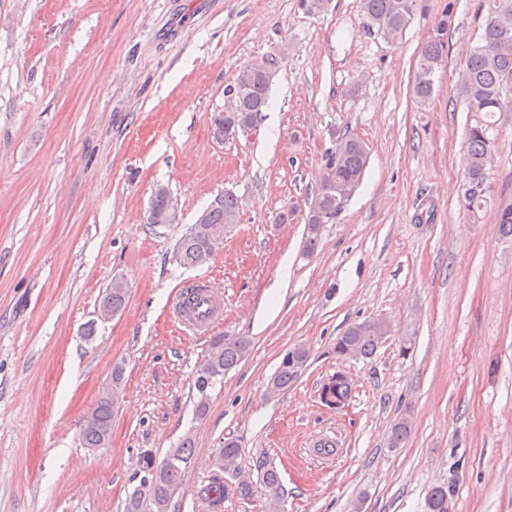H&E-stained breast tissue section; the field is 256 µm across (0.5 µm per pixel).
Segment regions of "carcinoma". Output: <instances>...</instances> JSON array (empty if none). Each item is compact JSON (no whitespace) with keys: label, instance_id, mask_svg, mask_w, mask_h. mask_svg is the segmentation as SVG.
<instances>
[{"label":"carcinoma","instance_id":"1","mask_svg":"<svg viewBox=\"0 0 512 512\" xmlns=\"http://www.w3.org/2000/svg\"><path fill=\"white\" fill-rule=\"evenodd\" d=\"M418 0H359L364 25L368 31L394 43L402 38L417 11ZM486 15L482 33L463 67V96L467 111L473 113L474 122L466 128V192L467 206L479 208L489 190L488 169L493 156L488 131L491 119L497 112L512 110V0H485ZM448 20L437 27L436 35L423 47L415 73L413 92L421 103L428 102L434 91L433 75L444 63L445 35ZM271 71L267 63H254L242 69L235 84L228 90L230 106L216 112L211 118L214 138L223 142L231 137L230 129L242 133L250 131L257 116L268 106ZM369 152L358 138L343 136L328 157L324 172L307 216V250L317 245L321 226L334 220L345 202L362 181L368 165ZM171 200L169 190L159 185L154 189L150 220L153 224L165 223ZM240 215L238 199L230 192L217 197L202 213L204 223L191 225L179 238L174 258L182 266L199 267L212 259L218 239V229L237 223ZM128 302L127 284L115 279L106 290L102 306L112 314L124 310ZM390 333V324L384 320L365 321L350 326L336 340V355L341 358L367 356L373 353ZM251 342L244 336H215L194 373L193 387L197 391L195 413L202 416L207 411L209 394L200 381L209 387L224 379V375L246 356ZM309 358L303 346L293 347L283 356L271 378V389L286 392L302 375ZM349 378L341 373L333 376L322 389V400L328 406L345 405L351 396ZM124 392V368L112 369L111 387L102 391L88 413L81 431L83 445L103 448L111 439L112 415ZM240 440L228 437L219 450L214 465L221 471L235 466L240 455ZM170 455L181 459L172 468L158 464L154 483L138 495H130L126 512H140L141 498L147 497L156 512H168L172 490L178 488L189 468L195 445L191 436H185L172 449ZM257 470L265 487L267 505L265 512H278L281 477L277 468L266 460L257 462ZM224 490L221 483H209L200 489V496L210 508L222 507L223 498L215 492ZM426 512H448V488L438 486L427 496Z\"/></svg>","mask_w":512,"mask_h":512}]
</instances>
